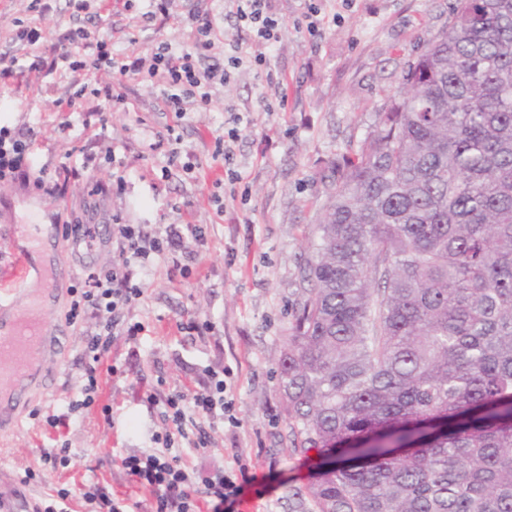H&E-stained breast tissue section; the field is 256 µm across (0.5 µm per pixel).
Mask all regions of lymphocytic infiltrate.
<instances>
[{
  "instance_id": "lymphocytic-infiltrate-1",
  "label": "lymphocytic infiltrate",
  "mask_w": 512,
  "mask_h": 512,
  "mask_svg": "<svg viewBox=\"0 0 512 512\" xmlns=\"http://www.w3.org/2000/svg\"><path fill=\"white\" fill-rule=\"evenodd\" d=\"M232 2L234 18L251 27L259 41L268 46L277 42L279 21L269 13L267 0ZM25 10L36 20L31 23L19 17L11 19L13 47L0 51V85L14 84L25 74L42 79L57 71L82 93L93 74L109 69L113 82L103 88L105 105L97 113L103 125L113 110L126 104L127 79L158 82L163 88L165 110L181 119L191 112L210 110L212 91L229 82L230 68L250 60L260 66L266 62L262 53L247 57L236 42L230 44L232 54L227 64L216 62V51L226 41L201 0H194L181 18L193 33L191 45L175 49L164 43L148 55L133 50L114 53L111 39L96 36L82 25L48 35L45 22L52 11L51 0H27ZM23 56L29 60L24 69L18 66ZM36 137L33 128L0 125V184L30 176L37 188L47 189V182L35 174L31 163ZM112 238L118 245V260L88 274L84 291L72 300L68 313L73 320L84 310L96 321L83 352L81 397L68 405L72 413L94 402L98 393L97 370L113 338L141 332V323H126L123 311L142 295V277L150 271L153 260L175 256L187 249L190 241L202 240L203 234L195 224H168L150 233L138 224L116 223ZM225 390L223 378L213 372L208 373L202 390L193 396L173 390L160 402V413L167 423L165 432L154 436L150 449L123 458L122 466L128 475L153 496V512H224L225 504L240 497V484L221 472L196 477L181 454L185 448H210L206 426L233 421V403L226 399Z\"/></svg>"
}]
</instances>
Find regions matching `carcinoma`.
<instances>
[{
    "instance_id": "obj_1",
    "label": "carcinoma",
    "mask_w": 512,
    "mask_h": 512,
    "mask_svg": "<svg viewBox=\"0 0 512 512\" xmlns=\"http://www.w3.org/2000/svg\"><path fill=\"white\" fill-rule=\"evenodd\" d=\"M331 165L279 363L316 512H512V0H454Z\"/></svg>"
}]
</instances>
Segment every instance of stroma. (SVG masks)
Masks as SVG:
<instances>
[{
  "instance_id": "stroma-1",
  "label": "stroma",
  "mask_w": 512,
  "mask_h": 512,
  "mask_svg": "<svg viewBox=\"0 0 512 512\" xmlns=\"http://www.w3.org/2000/svg\"><path fill=\"white\" fill-rule=\"evenodd\" d=\"M309 0H271L281 23L280 38L267 50L268 66L245 64L232 70L209 111L184 119L164 111L160 87L135 79L125 83L128 109L100 126L92 112L94 92L111 83L102 71L91 80L80 108L60 115L58 103L72 95L67 79L52 75L15 91H0V123L38 131L36 168L53 176L63 156L81 164L83 153L102 158L103 167L70 181L64 197L48 196L33 183L0 186V279L16 258L14 228L58 215L107 227L112 222L158 230L191 222L205 230L193 245L190 278L172 277L155 261L144 276L143 295L125 309L129 322L142 323L137 338L117 337L105 359L117 374L101 373L95 402L68 414L83 383L80 357L90 314L67 326L66 364L42 366L40 393L0 435V497L24 494L31 505H48L56 491H70L71 512H90L78 489L97 482L117 498L151 512L152 497L139 489L121 465L127 454L149 449L165 424L143 394L167 395L178 388L193 395L205 368L228 369L226 396L233 399L239 426L209 431L211 450L184 455L201 471L226 470L243 487L227 512H314L298 504L317 470L316 453L295 454L290 443L287 404L278 389L277 360L288 324L302 298L301 267L314 241V228L328 201L321 177L339 155L357 148L373 129L378 112L400 91V75L448 20L452 0H320V37H310L305 18ZM189 0H173L169 19L134 29L135 48L147 54L158 42L189 46L191 34L179 18ZM288 84L286 110L268 112L273 81ZM240 116L231 164L212 157L214 139ZM67 119L66 136L52 127ZM172 132L178 154L156 147L157 136ZM197 167L186 173L188 154ZM241 177L229 185L227 170ZM122 177L109 197L95 195V181ZM112 242L94 250L69 252L56 313L65 320L69 286L111 264ZM193 316L214 325L206 336H184L175 323ZM66 415L52 428L45 419ZM66 451L68 465L47 459Z\"/></svg>"
}]
</instances>
